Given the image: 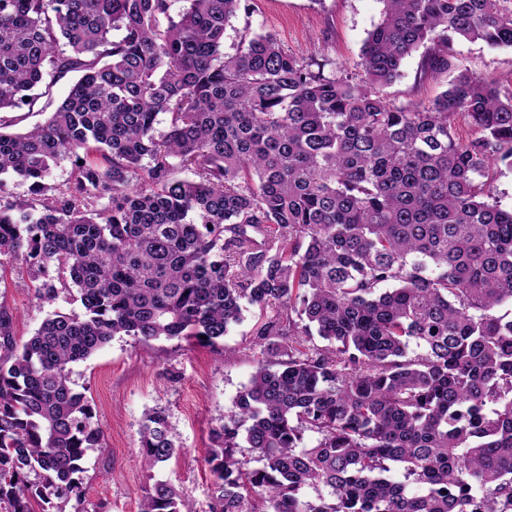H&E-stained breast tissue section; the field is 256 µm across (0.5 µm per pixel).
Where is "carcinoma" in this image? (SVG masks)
<instances>
[{"label":"carcinoma","mask_w":512,"mask_h":512,"mask_svg":"<svg viewBox=\"0 0 512 512\" xmlns=\"http://www.w3.org/2000/svg\"><path fill=\"white\" fill-rule=\"evenodd\" d=\"M184 2L0 0V112L79 75L45 123L0 130V266H55L83 309L20 343L0 303V506L90 512L104 434L70 364L118 334L216 346L255 308V342L280 343L214 433L210 512H512V210L492 176L512 93L468 72L429 101L381 93L427 43L431 70L455 38L512 47V0H382L357 82L271 32L227 55L243 0ZM176 453L146 412L141 466ZM139 512L195 510L158 480Z\"/></svg>","instance_id":"obj_1"}]
</instances>
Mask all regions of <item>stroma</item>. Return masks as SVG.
<instances>
[{
  "instance_id": "obj_1",
  "label": "stroma",
  "mask_w": 512,
  "mask_h": 512,
  "mask_svg": "<svg viewBox=\"0 0 512 512\" xmlns=\"http://www.w3.org/2000/svg\"><path fill=\"white\" fill-rule=\"evenodd\" d=\"M382 9L381 0H247L225 29L224 50L234 53L243 31H270L285 48L322 63L325 73L351 75ZM452 50L450 68L437 72L424 69L423 51L412 53L400 77L384 87V96L397 104L427 101L463 71L512 91V48L457 40ZM69 85V80L59 81L34 110L2 112L0 122L14 132L43 123ZM58 278L56 268L25 264L0 272V302L16 317L17 340L28 339L53 312H80L72 290H59L50 303L37 299V286ZM257 318V311L245 312L243 322L215 348L117 335L89 359L72 365V387L89 399L107 445L106 452L89 453L83 475L86 499L97 512H139L145 488L155 479L174 484L197 512H210L213 475L205 457L214 428L233 410L238 391L262 358L263 349L251 336ZM158 407L169 416L179 452L149 472L137 462L139 431L145 413Z\"/></svg>"
}]
</instances>
